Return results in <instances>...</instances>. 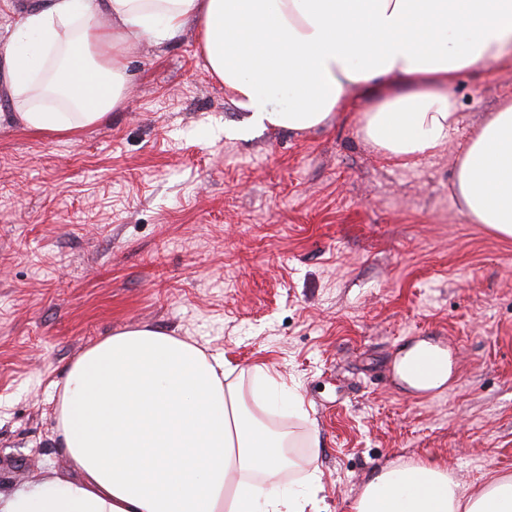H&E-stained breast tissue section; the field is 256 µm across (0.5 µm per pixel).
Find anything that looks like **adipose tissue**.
I'll list each match as a JSON object with an SVG mask.
<instances>
[{
	"instance_id": "1",
	"label": "adipose tissue",
	"mask_w": 512,
	"mask_h": 512,
	"mask_svg": "<svg viewBox=\"0 0 512 512\" xmlns=\"http://www.w3.org/2000/svg\"><path fill=\"white\" fill-rule=\"evenodd\" d=\"M204 66L252 125L303 132L364 99L362 137L413 164L461 122V72L512 64V0H35L0 39L12 119L71 133L124 103L127 54L186 24ZM287 90L290 102L271 95ZM453 187L467 218L512 238V101L475 127ZM219 354L148 328L108 336L59 384L57 436L78 477L44 472L0 492V512H309L320 478L300 489L260 483L287 462L268 367L243 388ZM352 512H512V476L465 493L440 464L390 466Z\"/></svg>"
}]
</instances>
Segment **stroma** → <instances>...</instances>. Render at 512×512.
Segmentation results:
<instances>
[{
	"label": "stroma",
	"instance_id": "35a3bbf8",
	"mask_svg": "<svg viewBox=\"0 0 512 512\" xmlns=\"http://www.w3.org/2000/svg\"><path fill=\"white\" fill-rule=\"evenodd\" d=\"M127 75L123 108L71 135L0 105V490L74 478L52 383L145 327L247 374L266 364L303 397L304 417L265 418L295 454L263 482L318 469L319 512H351L394 464H444L468 492L512 474V239L470 223L452 186L469 126L512 99V66L462 73L463 128L407 166L361 138L359 99L317 130L247 129L190 25L140 43ZM419 341L452 373L415 392L395 364Z\"/></svg>",
	"mask_w": 512,
	"mask_h": 512
}]
</instances>
